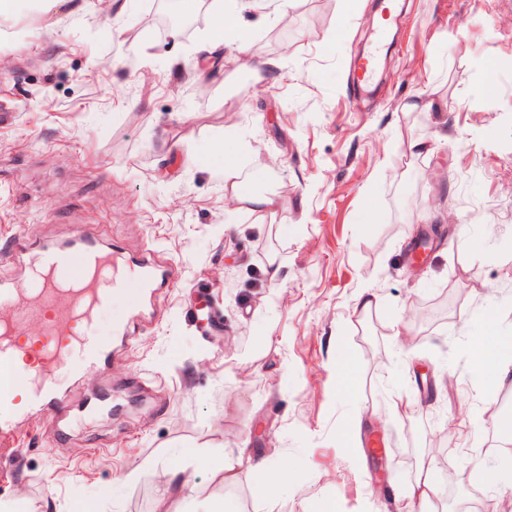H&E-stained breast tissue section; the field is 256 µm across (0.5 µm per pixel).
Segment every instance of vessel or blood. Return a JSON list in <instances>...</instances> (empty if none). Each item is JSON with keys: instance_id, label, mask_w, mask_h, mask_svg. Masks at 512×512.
<instances>
[{"instance_id": "1", "label": "vessel or blood", "mask_w": 512, "mask_h": 512, "mask_svg": "<svg viewBox=\"0 0 512 512\" xmlns=\"http://www.w3.org/2000/svg\"><path fill=\"white\" fill-rule=\"evenodd\" d=\"M8 258L23 256L30 275L22 284L0 281V447L15 441L17 390L29 405L48 414L60 408L59 372H80L108 361L109 346L98 339L95 319L114 290L145 292L162 287L167 270L143 260L115 255L94 235L85 233L69 245L46 243L36 248L13 241L0 248ZM39 320L42 335L21 340L25 322Z\"/></svg>"}]
</instances>
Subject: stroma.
Returning a JSON list of instances; mask_svg holds the SVG:
<instances>
[{"label":"stroma","mask_w":512,"mask_h":512,"mask_svg":"<svg viewBox=\"0 0 512 512\" xmlns=\"http://www.w3.org/2000/svg\"><path fill=\"white\" fill-rule=\"evenodd\" d=\"M377 13L248 0L211 54L212 0L0 14V243L87 230L173 270L125 340L112 323L131 297L113 296L98 316L110 365L60 383L74 409L114 388L119 411H29L0 503L154 512L184 451L232 461L237 479L197 468L181 512H410L395 491L422 456L450 512L512 501V439L495 431L512 381L493 386L469 356L484 312L512 340V0H407L384 79L358 94ZM243 45L278 69L246 64ZM244 191L277 206L253 211ZM415 303L430 311L419 324ZM372 432L395 451L382 474ZM259 457L285 472L273 490Z\"/></svg>","instance_id":"1"}]
</instances>
